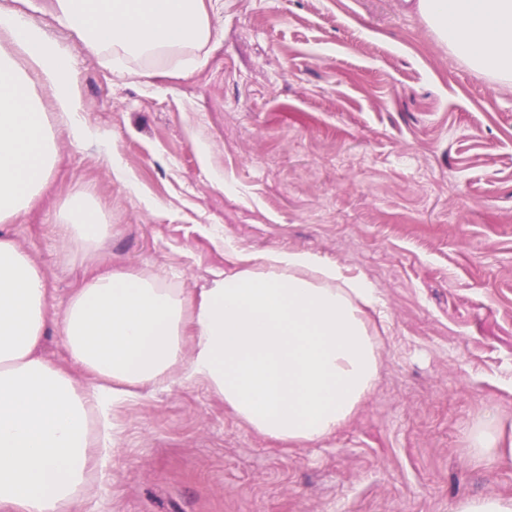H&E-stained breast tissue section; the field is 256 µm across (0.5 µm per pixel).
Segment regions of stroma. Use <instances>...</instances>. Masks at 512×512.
<instances>
[{"mask_svg":"<svg viewBox=\"0 0 512 512\" xmlns=\"http://www.w3.org/2000/svg\"><path fill=\"white\" fill-rule=\"evenodd\" d=\"M223 3L203 66L133 58L124 79L35 14L65 42L82 119L140 192L63 137L41 205L7 230L55 317L106 265L197 292L224 265L223 235L249 253H319L382 292L379 378L311 448L256 433L200 384L129 400L82 512H451L512 497V458L471 447L486 413L512 425V87L396 0ZM85 190L112 226L91 260L56 228ZM453 512H512V498L496 495L465 498L457 502Z\"/></svg>","mask_w":512,"mask_h":512,"instance_id":"35a3bbf8","label":"stroma"}]
</instances>
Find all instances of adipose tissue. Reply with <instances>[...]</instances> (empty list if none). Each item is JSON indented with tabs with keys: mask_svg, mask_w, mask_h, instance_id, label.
I'll use <instances>...</instances> for the list:
<instances>
[{
	"mask_svg": "<svg viewBox=\"0 0 512 512\" xmlns=\"http://www.w3.org/2000/svg\"><path fill=\"white\" fill-rule=\"evenodd\" d=\"M0 5V512H79L106 471L114 408L135 389L202 383L256 432L305 448L334 435L371 393L379 361L369 311L381 292L366 277L300 249L254 255L225 243L229 265L197 295L130 268L94 273L50 320L43 273L6 225L41 203L58 155L46 89L71 143L97 145L112 178L137 187L107 133L83 122L70 56L32 21L37 0ZM52 21L118 73L129 58L193 51L219 33L221 0H48ZM438 40L470 68L512 84V0H417ZM94 256L112 226L78 193L58 224ZM64 336L61 368L41 346Z\"/></svg>",
	"mask_w": 512,
	"mask_h": 512,
	"instance_id": "obj_1",
	"label": "adipose tissue"
}]
</instances>
